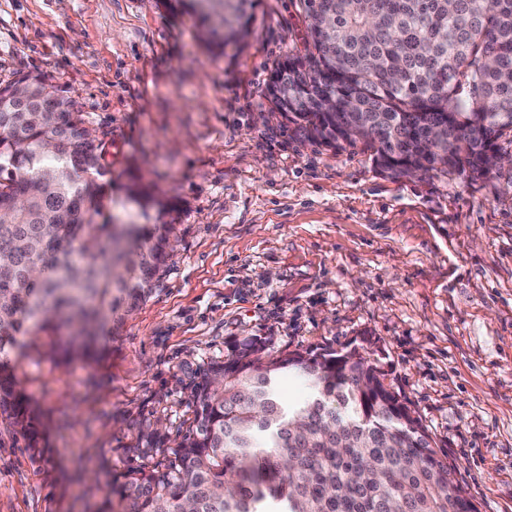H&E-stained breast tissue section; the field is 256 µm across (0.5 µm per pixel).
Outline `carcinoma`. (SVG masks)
Wrapping results in <instances>:
<instances>
[{"instance_id":"obj_1","label":"carcinoma","mask_w":512,"mask_h":512,"mask_svg":"<svg viewBox=\"0 0 512 512\" xmlns=\"http://www.w3.org/2000/svg\"><path fill=\"white\" fill-rule=\"evenodd\" d=\"M208 45L245 39L256 0H207ZM330 30L322 31L309 5ZM307 53L273 69L267 91L308 140L359 139L394 178L493 173L512 147V0H301ZM311 68L316 76L303 77ZM53 119L17 109V86ZM73 99L41 75L0 85V435H30L4 360L18 337L93 359L152 292L173 225L141 224L166 204L138 179L132 212L107 208L112 166L87 140ZM249 341L189 385L192 425L167 461L112 490L130 512H478L408 406L361 348L264 358ZM304 394L283 398L284 378ZM138 452H165L155 425Z\"/></svg>"}]
</instances>
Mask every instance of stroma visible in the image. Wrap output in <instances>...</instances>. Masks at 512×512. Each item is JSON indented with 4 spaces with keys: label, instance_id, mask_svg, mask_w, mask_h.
I'll use <instances>...</instances> for the list:
<instances>
[{
    "label": "stroma",
    "instance_id": "obj_1",
    "mask_svg": "<svg viewBox=\"0 0 512 512\" xmlns=\"http://www.w3.org/2000/svg\"><path fill=\"white\" fill-rule=\"evenodd\" d=\"M306 29L300 0H259L216 53L157 0H0V83L52 78L102 136L113 213L132 172L176 227L102 357L11 354L35 436L0 444V512H101L154 464L140 427L184 434L191 377L252 337L270 356L362 346L479 512H512V169L394 179L362 142L258 123Z\"/></svg>",
    "mask_w": 512,
    "mask_h": 512
}]
</instances>
